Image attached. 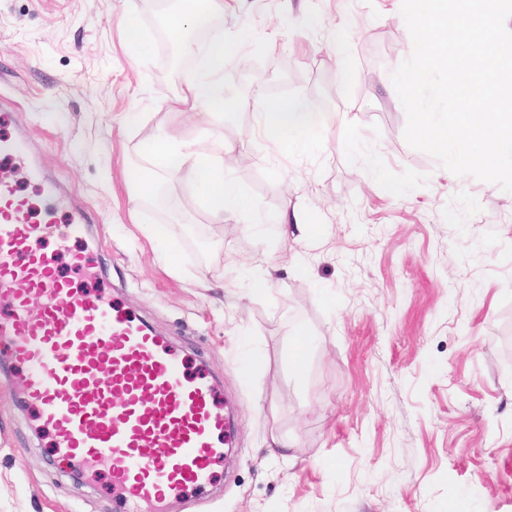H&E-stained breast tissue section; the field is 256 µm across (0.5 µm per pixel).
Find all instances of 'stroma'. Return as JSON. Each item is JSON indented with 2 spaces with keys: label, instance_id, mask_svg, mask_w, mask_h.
Here are the masks:
<instances>
[{
  "label": "stroma",
  "instance_id": "obj_1",
  "mask_svg": "<svg viewBox=\"0 0 512 512\" xmlns=\"http://www.w3.org/2000/svg\"><path fill=\"white\" fill-rule=\"evenodd\" d=\"M218 2L212 29L238 47L224 84L239 109L220 120L182 105L191 69L160 38L157 0H0V138L25 135L94 218L74 236L57 211L46 249L78 283L70 255L86 254L120 307L222 385L233 416L214 486L169 512H512V192L406 143L389 92L413 50L398 0ZM315 16L348 23L343 49ZM276 94L320 115L290 147L264 141L253 110ZM160 132L203 151L226 139L251 218L210 223L184 172L151 165ZM134 169L157 180L153 199ZM307 215L312 235L285 233ZM156 224L173 226L174 258L149 239ZM0 512H123L105 476L61 467L2 356Z\"/></svg>",
  "mask_w": 512,
  "mask_h": 512
}]
</instances>
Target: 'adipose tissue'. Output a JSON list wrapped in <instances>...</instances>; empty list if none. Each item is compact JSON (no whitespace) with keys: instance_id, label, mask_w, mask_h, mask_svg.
Segmentation results:
<instances>
[{"instance_id":"ef3b65f1","label":"adipose tissue","mask_w":512,"mask_h":512,"mask_svg":"<svg viewBox=\"0 0 512 512\" xmlns=\"http://www.w3.org/2000/svg\"><path fill=\"white\" fill-rule=\"evenodd\" d=\"M233 52V45L226 42L223 35H213L204 68L187 79L186 86L193 105L206 108L208 114L219 117L224 114L227 95L221 75L226 59ZM258 109L266 138L274 143L287 141L294 134L318 124L317 113L298 101L284 104L262 101ZM224 149L225 144L220 139L215 140L205 152L197 150L193 144L177 142L163 132L152 140L153 156L159 166L184 170L202 190L207 212L217 224L223 223L228 215L249 216L253 209L251 201L224 174Z\"/></svg>"}]
</instances>
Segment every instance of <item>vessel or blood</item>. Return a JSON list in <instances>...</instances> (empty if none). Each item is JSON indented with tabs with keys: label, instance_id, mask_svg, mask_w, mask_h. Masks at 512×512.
<instances>
[{
	"label": "vessel or blood",
	"instance_id": "b4317fda",
	"mask_svg": "<svg viewBox=\"0 0 512 512\" xmlns=\"http://www.w3.org/2000/svg\"><path fill=\"white\" fill-rule=\"evenodd\" d=\"M26 159L23 138L0 139V344L35 420L58 453L105 468L128 512L203 491L224 461L220 389L185 375L147 326L36 250L56 231L55 210L34 218L18 196L11 171Z\"/></svg>",
	"mask_w": 512,
	"mask_h": 512
}]
</instances>
